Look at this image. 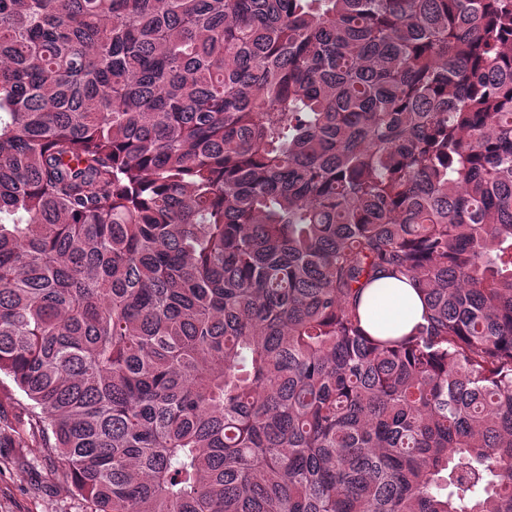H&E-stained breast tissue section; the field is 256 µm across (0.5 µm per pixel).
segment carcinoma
<instances>
[{"label":"carcinoma","instance_id":"obj_1","mask_svg":"<svg viewBox=\"0 0 512 512\" xmlns=\"http://www.w3.org/2000/svg\"><path fill=\"white\" fill-rule=\"evenodd\" d=\"M0 373L94 512H512V0H0ZM423 298L407 279L387 277L373 282L361 295L359 313L369 336L397 338L422 321Z\"/></svg>","mask_w":512,"mask_h":512}]
</instances>
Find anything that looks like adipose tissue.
I'll use <instances>...</instances> for the list:
<instances>
[{"label":"adipose tissue","mask_w":512,"mask_h":512,"mask_svg":"<svg viewBox=\"0 0 512 512\" xmlns=\"http://www.w3.org/2000/svg\"><path fill=\"white\" fill-rule=\"evenodd\" d=\"M425 312L416 285L405 279L387 277L373 282L361 295L362 327L377 338H397L409 333Z\"/></svg>","instance_id":"adipose-tissue-1"}]
</instances>
